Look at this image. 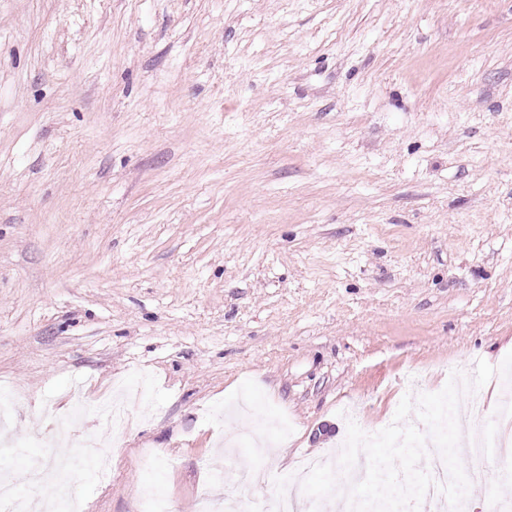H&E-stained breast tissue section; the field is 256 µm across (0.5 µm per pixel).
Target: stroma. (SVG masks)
Wrapping results in <instances>:
<instances>
[{
	"label": "stroma",
	"mask_w": 512,
	"mask_h": 512,
	"mask_svg": "<svg viewBox=\"0 0 512 512\" xmlns=\"http://www.w3.org/2000/svg\"><path fill=\"white\" fill-rule=\"evenodd\" d=\"M512 352V0H0V469L152 390L85 512H172Z\"/></svg>",
	"instance_id": "obj_1"
}]
</instances>
